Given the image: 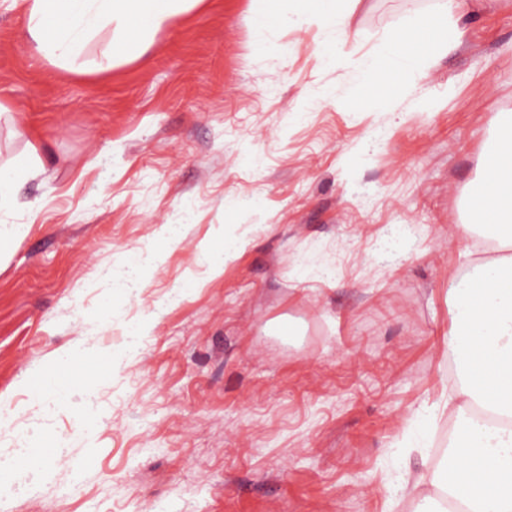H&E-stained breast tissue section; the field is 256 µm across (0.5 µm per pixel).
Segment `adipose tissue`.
<instances>
[{
    "label": "adipose tissue",
    "instance_id": "1",
    "mask_svg": "<svg viewBox=\"0 0 512 512\" xmlns=\"http://www.w3.org/2000/svg\"><path fill=\"white\" fill-rule=\"evenodd\" d=\"M201 0H25L29 43L52 64L82 71H106L141 56L151 37L173 16ZM360 0H251L256 29L270 21L291 28L324 21L347 30ZM400 37L360 60L361 81L371 87L395 81L410 68ZM489 213H476L457 227L470 236L474 225L491 223L499 257L477 261L470 279L449 290L454 332L449 343L460 383L434 404L449 412L458 438L443 460L426 466L408 494L433 512H512V114L497 126L495 142L482 162L477 186ZM155 251L133 257L119 295L139 296L162 263ZM483 284L479 301L469 280Z\"/></svg>",
    "mask_w": 512,
    "mask_h": 512
}]
</instances>
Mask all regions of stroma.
Segmentation results:
<instances>
[{"instance_id":"35a3bbf8","label":"stroma","mask_w":512,"mask_h":512,"mask_svg":"<svg viewBox=\"0 0 512 512\" xmlns=\"http://www.w3.org/2000/svg\"><path fill=\"white\" fill-rule=\"evenodd\" d=\"M438 3L360 0L356 51L328 64L331 23L257 35L251 0H202L141 57L77 72L34 55L23 0H0V164L43 161L0 212L27 227L0 263V453L35 429L69 448L8 512H414L383 486L454 427L420 411L458 382L448 288L485 232H451L512 114V0L449 16L448 53L420 52L389 95L361 85L360 57ZM236 225L248 244L190 287L199 245ZM147 249L164 262L140 298L105 300ZM79 340L100 352L91 398L82 357L47 367ZM60 377L38 417L36 381Z\"/></svg>"}]
</instances>
